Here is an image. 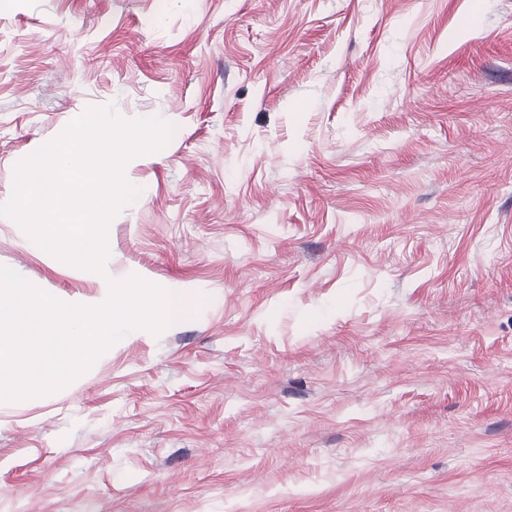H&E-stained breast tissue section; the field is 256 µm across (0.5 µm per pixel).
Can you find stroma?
<instances>
[{
	"mask_svg": "<svg viewBox=\"0 0 512 512\" xmlns=\"http://www.w3.org/2000/svg\"><path fill=\"white\" fill-rule=\"evenodd\" d=\"M91 106L177 130L66 302L200 299L0 406V512H512V0H0V204Z\"/></svg>",
	"mask_w": 512,
	"mask_h": 512,
	"instance_id": "stroma-1",
	"label": "stroma"
}]
</instances>
